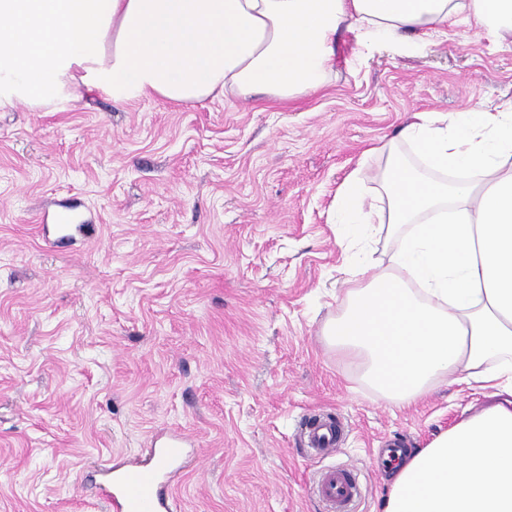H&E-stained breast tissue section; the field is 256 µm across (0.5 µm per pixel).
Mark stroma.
Masks as SVG:
<instances>
[{
	"label": "stroma",
	"instance_id": "35a3bbf8",
	"mask_svg": "<svg viewBox=\"0 0 512 512\" xmlns=\"http://www.w3.org/2000/svg\"><path fill=\"white\" fill-rule=\"evenodd\" d=\"M77 94L0 109V512H108L105 468L171 430L196 461L179 512H321L309 488L334 467L359 476L353 512H383L392 451L495 404L440 381L395 406L323 329L355 277L338 188L356 172L381 198L376 148L416 161L412 112L512 97V42L465 21L393 44L344 30L330 81L296 103ZM65 199L95 238L41 233ZM317 412L349 425L329 456L300 438Z\"/></svg>",
	"mask_w": 512,
	"mask_h": 512
}]
</instances>
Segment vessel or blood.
<instances>
[{
    "label": "vessel or blood",
    "instance_id": "vessel-or-blood-1",
    "mask_svg": "<svg viewBox=\"0 0 512 512\" xmlns=\"http://www.w3.org/2000/svg\"><path fill=\"white\" fill-rule=\"evenodd\" d=\"M342 432L341 421L332 415L309 416L301 427L307 450L314 455L334 452ZM187 444L186 435L173 431L155 440L153 464L127 460L108 468L99 493L109 512H177V501L165 476L173 465L181 471L190 468ZM311 493L325 512H351L360 494L359 478L348 469H328L320 473Z\"/></svg>",
    "mask_w": 512,
    "mask_h": 512
}]
</instances>
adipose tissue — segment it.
<instances>
[{
	"instance_id": "ef3b65f1",
	"label": "adipose tissue",
	"mask_w": 512,
	"mask_h": 512,
	"mask_svg": "<svg viewBox=\"0 0 512 512\" xmlns=\"http://www.w3.org/2000/svg\"><path fill=\"white\" fill-rule=\"evenodd\" d=\"M460 20L511 39L512 0H0V109H72L79 85L119 103L294 102L329 81L340 30L397 41ZM400 137L421 166L388 152L383 206L350 174L336 221L402 244L387 269L358 267L323 334L398 406L462 373L512 395V98L412 113ZM383 512H512V404L410 451Z\"/></svg>"
}]
</instances>
